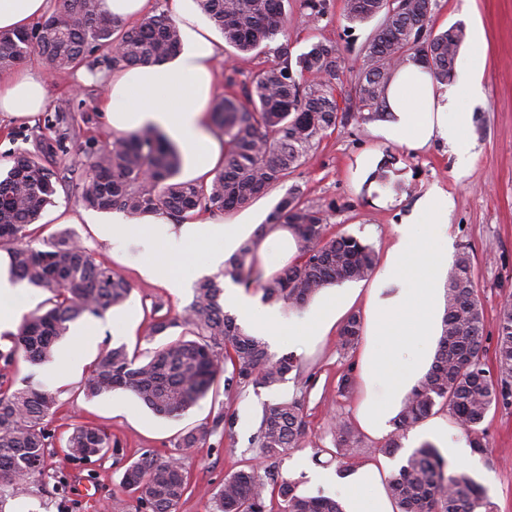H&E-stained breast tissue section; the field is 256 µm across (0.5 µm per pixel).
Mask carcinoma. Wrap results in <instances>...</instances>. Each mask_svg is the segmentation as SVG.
Returning <instances> with one entry per match:
<instances>
[{
  "mask_svg": "<svg viewBox=\"0 0 512 512\" xmlns=\"http://www.w3.org/2000/svg\"><path fill=\"white\" fill-rule=\"evenodd\" d=\"M285 0H197L201 12L223 33L227 45L243 55L274 57L239 85L240 92L218 101L212 123L224 138V163L208 185L179 181V150L155 127L126 132L78 164L53 169L47 158L62 149L66 136L51 140L32 135V148L13 158L0 177V247L7 249L14 276L48 293L41 309L23 316L11 346L0 350V512L6 501L28 495L33 488L52 485L66 493L70 475L51 468L55 447L53 427L59 401L56 394L31 385H16L9 368L18 358L38 364L52 357L54 344L69 324L123 306L132 287L112 269L96 261L75 236L62 232L39 249L32 245L29 226L53 201L57 186L73 181L87 207L129 215H165L178 223L202 212H230L282 183L299 168L309 151L338 126L385 117V90L398 65L414 55L435 79L453 80L457 53L466 40L461 23L435 34V0H347L344 18L351 24L378 23L361 48L362 65L354 75V94L339 102L341 59L332 42L319 41L294 57L288 41ZM313 26L328 15L330 0H301ZM107 52L112 68L154 64L176 55L181 38L176 21L155 12L128 26L102 10L99 0H60L59 8L35 26L15 33L0 32V69L14 68L32 54L46 66L64 71L80 66L90 48ZM277 224L295 232L298 257L271 277H265L256 252L264 233ZM327 217L301 201L294 187L277 202L257 233L241 243L224 275L264 300L302 305L322 288L368 277L376 263L374 248L352 235L330 236ZM219 281L207 278L194 288L181 313L161 315L152 307L148 338L182 329V335L144 356L119 344L106 348L83 384L88 399L116 388L132 391L158 414L178 415L204 398L219 374L224 395L247 388H271L288 376L302 380L296 359L268 351L263 339L250 334L235 316L224 312ZM484 310L474 282L469 248L458 252L448 272L445 313L435 364L409 394L394 430L377 449L392 455L416 423L445 411L467 434L473 452L488 453L482 424L495 408H512V296L497 315L493 357L484 344ZM361 317L353 314L340 330V347L354 349L361 336ZM233 416L221 409L209 424L186 430L177 447L208 443L221 424ZM305 422L301 400L268 404L252 439L251 463L224 477L209 499L208 512H344L334 498L304 495L297 483L269 479L260 464L277 461L300 447ZM336 448H319L346 464L360 441L351 425L336 421ZM112 435L78 424L65 438L66 456L79 461L103 457ZM189 490L180 458L143 452L125 469L120 489L112 493L111 512H178ZM399 512H492L486 490L464 468L445 472L437 448L424 443L407 457L388 484Z\"/></svg>",
  "mask_w": 512,
  "mask_h": 512,
  "instance_id": "obj_1",
  "label": "carcinoma"
}]
</instances>
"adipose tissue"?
I'll list each match as a JSON object with an SVG mask.
<instances>
[{
	"instance_id": "1",
	"label": "adipose tissue",
	"mask_w": 512,
	"mask_h": 512,
	"mask_svg": "<svg viewBox=\"0 0 512 512\" xmlns=\"http://www.w3.org/2000/svg\"><path fill=\"white\" fill-rule=\"evenodd\" d=\"M168 4L180 30L181 51L160 64L114 69L107 79L103 109L114 131L144 126L165 131L187 158V178L207 182L224 160L223 141L207 131L219 49L194 0H168ZM52 10L53 0H0V31L28 28ZM484 50L483 38L474 36L466 50L470 66L447 88L419 58H406L385 90L387 116L378 128L379 135L414 149L445 141L455 153L458 167L467 166L471 160L467 104L483 92V70L477 60ZM46 104L47 82L42 74L18 70L0 78V112L25 118L43 111ZM417 211L419 223L397 227L396 240L385 251L366 289L351 288L344 293L320 290L300 320H285L278 310L260 305L235 285H228L225 293L228 307L246 319L254 335L277 341L290 336H325L357 299H364L359 366L366 397L358 407L357 419L375 438L387 435L406 397L430 371L441 333L443 282L452 238L440 190L425 193ZM247 234L240 224L212 220L170 224L158 216L144 215L112 224L106 237L116 252L133 241L142 244L141 275L179 288L184 284L180 266L193 247L207 246L204 267L214 270L235 254ZM257 255L260 265L271 273L295 260L298 245L292 229L281 224L269 231ZM422 439L446 448L449 456L460 460L470 454L466 442L454 438L447 423L438 418L418 426L406 445L415 447ZM315 478L341 489L344 512H396L376 464L319 472Z\"/></svg>"
}]
</instances>
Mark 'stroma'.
<instances>
[{
  "label": "stroma",
  "mask_w": 512,
  "mask_h": 512,
  "mask_svg": "<svg viewBox=\"0 0 512 512\" xmlns=\"http://www.w3.org/2000/svg\"><path fill=\"white\" fill-rule=\"evenodd\" d=\"M327 17L316 26L306 22L296 0L288 4V39L292 54L306 52L320 40H328L346 66L361 65L360 48L372 30L371 24L348 28L343 16L345 0H330ZM461 23L467 31L481 30L485 53L480 61L484 71L483 95L471 106L468 137L473 161L467 168L456 166L448 145L435 142L422 149L385 142L377 133L378 121L348 125L327 133L305 162L267 194L242 208L221 213L227 224L264 223L277 201L292 187H299L306 205L326 212L328 230L333 234L353 235L373 245L376 254L396 238L398 225L419 223L417 200L430 188H440L449 199L448 222L455 246L472 251L477 294L485 314L487 338L496 336V315L512 293V0H437L433 15L435 31ZM85 70L90 81L82 82L75 70L53 74L48 79L49 105L44 112L28 119H15L0 112V173L6 172L14 155L28 148L33 130L46 119L63 112L80 124L77 137L66 140V149L51 157L52 166L80 160L113 140L115 133L101 109L105 97L99 73L108 66L103 51H93ZM375 154L378 161L392 160L390 186L371 181L359 165L362 155ZM87 212L72 185L58 188L45 209L42 226L35 236V247L61 230H69L91 251L98 262L111 267L132 287L126 304L104 313L103 334L94 347L78 345L72 337L57 343L56 352H67L76 362L66 380L17 360L11 370L15 381L31 378L59 398L62 407L55 419L59 434H68L74 424L90 423L111 433L115 443L107 454L91 463H77L55 454L51 464L71 476L65 499L43 492L10 500L8 512H100L101 505L118 486L127 465L141 452L179 454L190 478L191 490L182 499L179 512H205L211 492L222 486L225 475L247 462L250 443L259 424L263 405L304 399L305 435L301 447L279 459L275 476L297 482L304 494L321 493L339 497L332 484H316L310 471L336 468L328 450L335 447L334 425L343 419L354 422L355 409L365 395L361 380H354L347 393H339L338 383L356 353L345 354L337 347L338 331L329 336L297 344L284 342L270 346L271 354L293 355L309 380L301 390L294 380L272 388L247 390L226 398L223 379H216L207 396L178 417L154 414L131 391L117 389L94 399H86L81 386L100 352L108 345L126 344L146 352L155 344L147 337L146 310L162 304L170 313L180 312L193 296L192 288L173 290L161 283L145 280L139 273L144 249L129 243L124 262L112 257V247L104 232L112 215L99 213L88 222ZM235 414L232 428L219 430L202 447L178 449L176 439L185 428L211 422L221 407ZM483 426L489 446L487 455H473L465 470L483 485L496 512H512V409L490 411Z\"/></svg>",
  "instance_id": "1"
}]
</instances>
